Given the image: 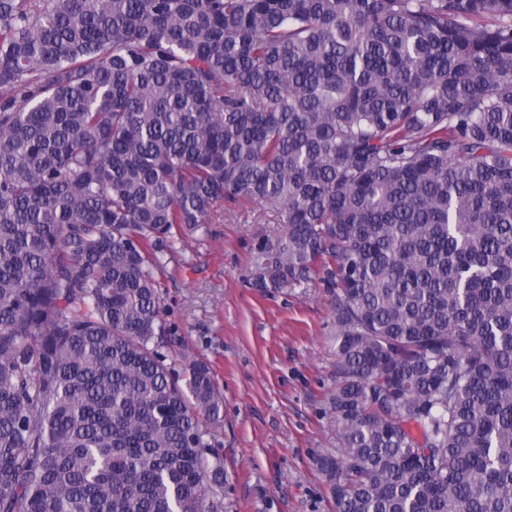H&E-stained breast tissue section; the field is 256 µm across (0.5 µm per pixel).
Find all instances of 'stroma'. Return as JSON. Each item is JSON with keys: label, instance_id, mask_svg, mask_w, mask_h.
<instances>
[{"label": "stroma", "instance_id": "35a3bbf8", "mask_svg": "<svg viewBox=\"0 0 512 512\" xmlns=\"http://www.w3.org/2000/svg\"><path fill=\"white\" fill-rule=\"evenodd\" d=\"M279 223L270 206L227 207L174 243L160 279L170 366L182 372L178 353L189 349L224 394L205 450L223 470L208 488L219 512H335L316 464L336 445L332 295L320 285L265 292L249 283L250 248Z\"/></svg>", "mask_w": 512, "mask_h": 512}]
</instances>
